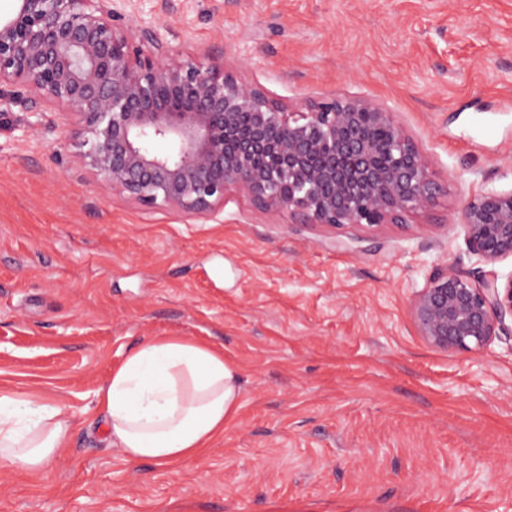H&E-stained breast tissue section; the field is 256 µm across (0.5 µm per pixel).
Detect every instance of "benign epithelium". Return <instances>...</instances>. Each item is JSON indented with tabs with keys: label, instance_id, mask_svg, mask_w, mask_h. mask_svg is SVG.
Returning <instances> with one entry per match:
<instances>
[{
	"label": "benign epithelium",
	"instance_id": "obj_1",
	"mask_svg": "<svg viewBox=\"0 0 512 512\" xmlns=\"http://www.w3.org/2000/svg\"><path fill=\"white\" fill-rule=\"evenodd\" d=\"M0 17V102L35 94L76 118L85 165L142 208L207 219L242 192L269 219L375 230L405 224L439 191L432 158L368 98L307 100L294 112L237 69L206 65L158 32L114 23L112 0H16ZM471 253L512 257V190L462 210ZM416 330L443 352L480 350L512 318V273L473 280L435 268L411 301Z\"/></svg>",
	"mask_w": 512,
	"mask_h": 512
}]
</instances>
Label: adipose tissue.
I'll list each match as a JSON object with an SVG mask.
<instances>
[{
  "label": "adipose tissue",
  "instance_id": "ef3b65f1",
  "mask_svg": "<svg viewBox=\"0 0 512 512\" xmlns=\"http://www.w3.org/2000/svg\"><path fill=\"white\" fill-rule=\"evenodd\" d=\"M233 365L209 345L171 335L145 340L95 392L112 447L168 465L199 456L237 413ZM72 416L34 392L0 391V463L43 471L68 448Z\"/></svg>",
  "mask_w": 512,
  "mask_h": 512
}]
</instances>
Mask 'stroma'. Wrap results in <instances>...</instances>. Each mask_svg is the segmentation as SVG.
Wrapping results in <instances>:
<instances>
[{"label":"stroma","instance_id":"35a3bbf8","mask_svg":"<svg viewBox=\"0 0 512 512\" xmlns=\"http://www.w3.org/2000/svg\"><path fill=\"white\" fill-rule=\"evenodd\" d=\"M130 30L296 106L395 112L440 191L407 224L208 219L104 190L75 119L0 114V390L73 415L42 474L0 465V512H512V336L445 353L410 303L451 263L482 275L465 203L512 189V0H115ZM221 350L241 400L201 456L161 466L106 439L94 392L142 341Z\"/></svg>","mask_w":512,"mask_h":512}]
</instances>
